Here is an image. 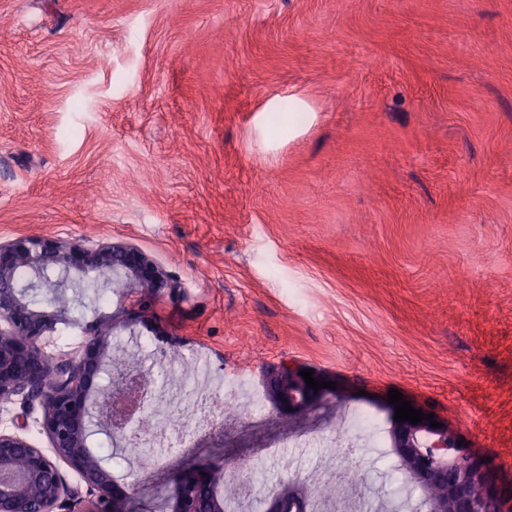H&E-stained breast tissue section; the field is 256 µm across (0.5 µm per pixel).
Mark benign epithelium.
<instances>
[{
  "instance_id": "benign-epithelium-1",
  "label": "benign epithelium",
  "mask_w": 512,
  "mask_h": 512,
  "mask_svg": "<svg viewBox=\"0 0 512 512\" xmlns=\"http://www.w3.org/2000/svg\"><path fill=\"white\" fill-rule=\"evenodd\" d=\"M123 283L140 293L144 310L151 300L179 285L137 246L112 241L88 245L54 237H19L0 242V402L22 396L44 406V431L55 457L80 477L71 485L42 449L19 433L0 431V512H132L133 488L116 480L104 459L89 449L92 430L121 434L131 423L148 379L137 374L124 385L119 406L100 411L96 380L111 365L112 332L128 326L125 306L106 322L84 327L90 339L69 353L45 351L46 338L57 325L78 327L70 317L72 299L66 289L89 277ZM48 293L40 305L32 292ZM294 362H283L267 382V397L283 409H301L330 388L307 386ZM51 372L58 383L47 391L43 377ZM443 426L424 419L413 425L396 421L391 442L406 482L426 493L425 512H512V484L493 479L470 449ZM222 468L193 465L174 476L172 512H224V497L215 489ZM311 486L286 481L264 498V512H308Z\"/></svg>"
}]
</instances>
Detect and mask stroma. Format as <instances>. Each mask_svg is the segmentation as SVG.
<instances>
[{"label":"stroma","mask_w":512,"mask_h":512,"mask_svg":"<svg viewBox=\"0 0 512 512\" xmlns=\"http://www.w3.org/2000/svg\"><path fill=\"white\" fill-rule=\"evenodd\" d=\"M302 123L272 122L289 95ZM137 245L176 280L112 357L179 381L196 355L264 388L291 360L336 382L291 415L229 413L149 468L92 442L135 512L173 470L281 456L333 478L337 435L390 428L399 390L512 482V0H0V241ZM40 402L0 404L47 448ZM413 505L389 441L355 458Z\"/></svg>","instance_id":"stroma-1"}]
</instances>
